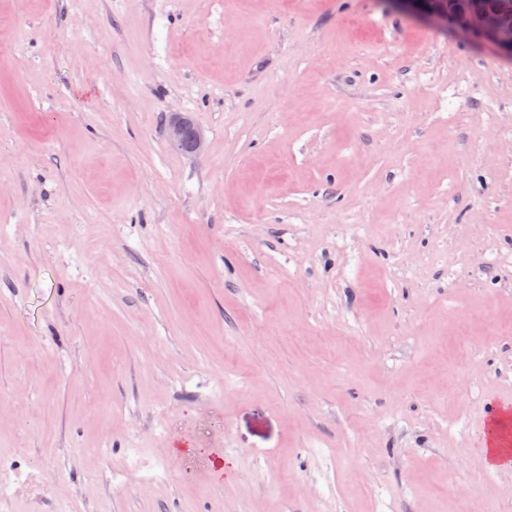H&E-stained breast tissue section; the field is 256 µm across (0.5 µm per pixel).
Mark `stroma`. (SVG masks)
Listing matches in <instances>:
<instances>
[{"label":"stroma","mask_w":512,"mask_h":512,"mask_svg":"<svg viewBox=\"0 0 512 512\" xmlns=\"http://www.w3.org/2000/svg\"><path fill=\"white\" fill-rule=\"evenodd\" d=\"M495 401L512 57L391 0H0V512H512ZM166 135L172 144L188 152L197 153L203 148V134L187 115L175 116L166 129ZM499 445L498 428L493 426L480 446L483 459L491 468L509 469L512 467V455L506 448H500Z\"/></svg>","instance_id":"1"}]
</instances>
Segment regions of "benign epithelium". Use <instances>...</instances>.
Returning a JSON list of instances; mask_svg holds the SVG:
<instances>
[{
  "instance_id": "7a95c632",
  "label": "benign epithelium",
  "mask_w": 512,
  "mask_h": 512,
  "mask_svg": "<svg viewBox=\"0 0 512 512\" xmlns=\"http://www.w3.org/2000/svg\"><path fill=\"white\" fill-rule=\"evenodd\" d=\"M409 14L423 13L435 20L452 21L464 34L493 44L502 54L512 56V14L468 8L448 10L447 0H394ZM169 141L180 149L199 152L203 148L202 132L186 115L174 117L167 129Z\"/></svg>"
}]
</instances>
